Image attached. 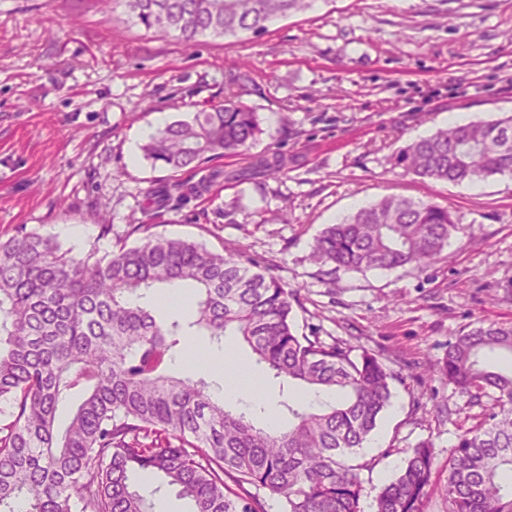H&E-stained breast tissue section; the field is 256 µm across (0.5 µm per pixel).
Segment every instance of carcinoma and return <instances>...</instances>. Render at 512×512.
Here are the masks:
<instances>
[{"label": "carcinoma", "instance_id": "carcinoma-1", "mask_svg": "<svg viewBox=\"0 0 512 512\" xmlns=\"http://www.w3.org/2000/svg\"><path fill=\"white\" fill-rule=\"evenodd\" d=\"M147 31L191 49L204 35L258 33L312 0H122ZM250 72L225 76L224 103L153 132L144 157L174 172L208 158L246 156L245 167H214L196 183L148 192V205L200 195L214 183L288 173V157L251 154L262 133L239 102ZM406 172L449 183L512 174V114L450 124L410 142L396 157ZM458 220L445 207L389 196L362 206L315 239L311 261L336 273L424 271L441 258ZM132 224L120 242L77 258L52 238L20 230L0 236V512H149L129 483L134 470L161 476L193 512H363L357 450L391 404L395 375L368 351L298 335L293 294L240 253ZM161 286L194 288L189 321L156 317L142 299ZM232 331L269 375L304 387L318 402L283 403L288 427L258 426L262 399L236 410L203 377L170 375L196 336L221 345ZM512 325L480 324L448 345L435 371L463 393L492 400L484 422L456 437L448 460V512H512ZM75 396L64 432L60 402ZM435 456L430 442L378 488L371 512H425Z\"/></svg>", "mask_w": 512, "mask_h": 512}]
</instances>
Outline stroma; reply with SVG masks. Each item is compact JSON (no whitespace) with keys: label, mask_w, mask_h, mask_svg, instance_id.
Instances as JSON below:
<instances>
[{"label":"stroma","mask_w":512,"mask_h":512,"mask_svg":"<svg viewBox=\"0 0 512 512\" xmlns=\"http://www.w3.org/2000/svg\"><path fill=\"white\" fill-rule=\"evenodd\" d=\"M238 68L251 73L241 101L263 129L253 153L284 152L295 164L143 216L148 190L169 173L141 144L160 122L222 102L224 76ZM452 113L512 114V0H314L260 33L207 35L191 49L134 25L121 4L106 17L95 0H0V234L23 227L80 258L111 249L143 216L166 236L241 249L296 292L298 332L374 353L395 374L376 446L360 453L370 464L362 508L427 440L435 487L425 512H448L450 447L491 401L460 393L432 366L473 327L512 324V176L453 184L394 164ZM385 196L457 216L444 258L422 272L321 279L310 260L316 237ZM242 370L261 381L265 404L285 399L237 336H225L222 366L198 374L218 394ZM131 481L151 506L192 512L158 477Z\"/></svg>","instance_id":"1"}]
</instances>
